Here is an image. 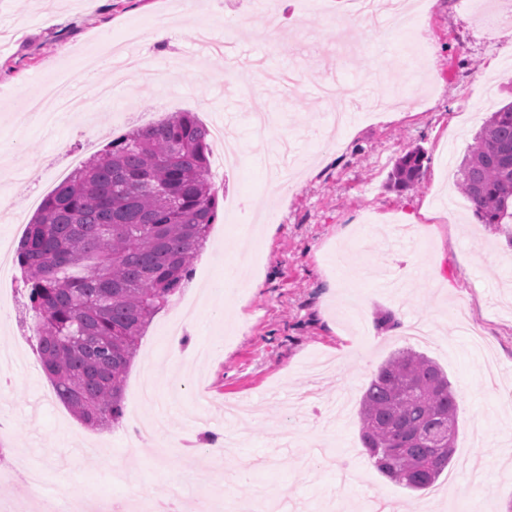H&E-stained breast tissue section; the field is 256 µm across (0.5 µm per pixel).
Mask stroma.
I'll return each mask as SVG.
<instances>
[{
	"label": "stroma",
	"instance_id": "35a3bbf8",
	"mask_svg": "<svg viewBox=\"0 0 512 512\" xmlns=\"http://www.w3.org/2000/svg\"><path fill=\"white\" fill-rule=\"evenodd\" d=\"M498 6L478 0L466 11L455 0H429L412 35L364 26L354 54L324 61L311 42L333 40L321 17L341 12V0H274L279 23L271 32L253 28L251 0H199L190 18L181 0H0V197L10 204L0 208V246L15 252L36 212L31 197L46 198L75 160L174 112L233 123L238 152L215 185L217 197L268 202L275 211L271 225L258 231L260 263L241 257L238 227L252 223L249 214L214 224L194 261L183 293L201 307L195 345L212 348L197 365V385L169 394L186 351L166 336L177 314L170 307L147 329L123 388L124 409L139 405L144 418L155 416L154 406L140 402L150 381L168 419L203 411L213 429L241 436L239 454L254 464L248 481L237 480L230 458L187 470L192 431L172 429L185 442L160 459L154 449L128 447L125 425H84L55 396L31 325L17 313L25 298L20 281H6L0 350L16 351L30 367L0 392V417L15 423L0 434V468L12 470L0 486V512L26 500L30 463L45 476L40 499L29 502L33 512H58L61 491H80L93 479L112 500L135 491L161 497L177 479L191 501L216 470L224 473L226 494L248 498L263 490L288 512H368L377 501L417 512L428 499L436 512H462L472 500L484 512H512V228L480 223L455 185L474 134L490 112L512 101V28L493 21ZM49 15L54 23H46ZM164 16L174 21L172 48L186 73L160 94L152 86L162 63L156 45L125 43L124 32L131 24L150 31ZM202 29L218 42L235 33L240 58L297 72V88L284 96L258 78L248 87L226 78L224 56L200 45ZM94 40L120 51L96 71ZM198 65L203 73L189 76ZM71 66L92 73L74 88L92 102L91 120L64 115L45 127L25 102ZM329 82L365 100L390 89L399 97L331 136L325 124L336 104L321 95ZM263 104L273 125L261 147L248 116ZM284 146L299 168L272 198L265 150ZM415 148L427 155L422 178L416 188L397 191L389 176ZM37 165L46 170L43 181L22 186ZM232 263L260 288L235 298L203 294ZM384 313L428 324L431 341L375 329ZM405 348L447 372L459 404L455 454L430 491L412 492L383 477L358 436L368 381ZM115 467L127 471V481L113 478Z\"/></svg>",
	"mask_w": 512,
	"mask_h": 512
}]
</instances>
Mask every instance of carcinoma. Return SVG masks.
<instances>
[{
  "label": "carcinoma",
  "mask_w": 512,
  "mask_h": 512,
  "mask_svg": "<svg viewBox=\"0 0 512 512\" xmlns=\"http://www.w3.org/2000/svg\"><path fill=\"white\" fill-rule=\"evenodd\" d=\"M209 132L174 112L114 139L40 204L16 264L33 336L58 399L85 424H117L122 391L145 328L191 277L217 213ZM425 152L402 155L389 176L404 190L423 174ZM483 224L512 222V103L485 122L458 168ZM456 393L431 358L399 350L365 388L359 438L375 468L412 491L433 486L441 455L426 435L446 426L456 442Z\"/></svg>",
  "instance_id": "1"
}]
</instances>
